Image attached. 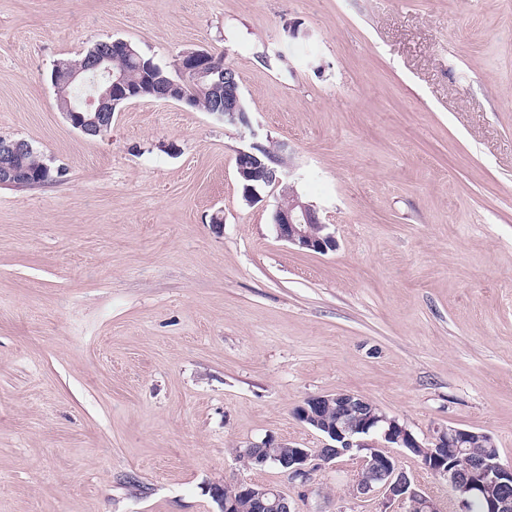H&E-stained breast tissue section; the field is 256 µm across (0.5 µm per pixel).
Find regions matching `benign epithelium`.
<instances>
[{
    "label": "benign epithelium",
    "instance_id": "obj_1",
    "mask_svg": "<svg viewBox=\"0 0 512 512\" xmlns=\"http://www.w3.org/2000/svg\"><path fill=\"white\" fill-rule=\"evenodd\" d=\"M88 65L72 69L56 63L51 73L52 84L92 85L93 91L78 105L67 104L62 114L71 126L85 135L99 136L112 127V116L131 98L148 92L156 100L170 101L180 98L182 83L197 82L213 74H224V99L217 116L224 123L252 131L248 113L240 106V85L236 70L218 61L205 49H187L176 62V71L182 82L168 86H150L147 91L127 90L123 79L112 73V43L100 42L87 53ZM33 150L23 139L0 136V184L32 181L40 175L17 163V158ZM236 170L243 185L244 197L252 202L259 197L257 188H276L288 181L294 171L293 157L288 146L282 144L275 151L253 142L238 151ZM277 238L302 250L326 254L336 250V239L327 232L315 206L294 192L278 201L273 215ZM367 401L355 394L336 392L314 395L295 409L299 421L315 427L327 444L312 454L308 448H295L273 434L259 442H250L239 450L241 461L263 457L271 460L288 475V479L305 485L312 480L316 468L309 466L311 457L328 464L354 450L362 453L361 468L353 485V495L381 493L390 501L407 505L406 512H425L431 505L427 495L418 491L402 471L395 459L381 449L395 444L400 448H420L411 431L395 417L378 416L366 407ZM334 407L339 421L332 422L322 414L323 409ZM474 432L454 426L438 428L428 439V453L434 457L431 471L448 479L453 495L459 503V512H472L475 501L487 505L486 512H508L512 507V466L501 461L493 440L478 457L471 455L467 442L473 441ZM238 498L224 497V489L213 492L220 512H238V499L247 501L259 512H299L293 499L281 488L246 482L235 483Z\"/></svg>",
    "mask_w": 512,
    "mask_h": 512
}]
</instances>
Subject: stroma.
Masks as SVG:
<instances>
[{
  "mask_svg": "<svg viewBox=\"0 0 512 512\" xmlns=\"http://www.w3.org/2000/svg\"><path fill=\"white\" fill-rule=\"evenodd\" d=\"M115 39L224 53L251 130L141 99L84 136L50 73ZM1 135L61 175L0 185V512H219L235 481L405 512L353 496L355 452L306 488L238 460L269 433L323 447L294 410L336 392L512 464V0H0ZM254 137L287 144L336 251L278 239V190L245 201Z\"/></svg>",
  "mask_w": 512,
  "mask_h": 512,
  "instance_id": "stroma-1",
  "label": "stroma"
}]
</instances>
